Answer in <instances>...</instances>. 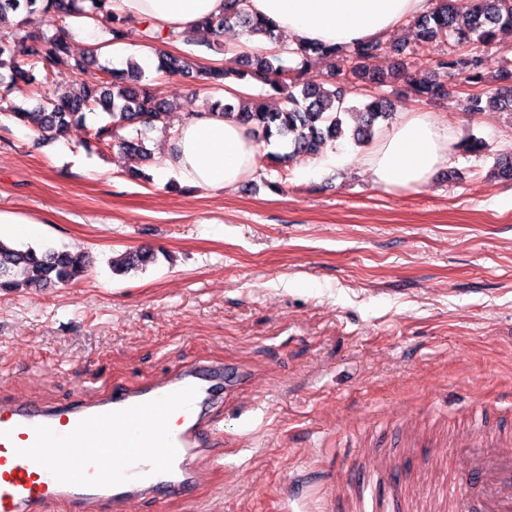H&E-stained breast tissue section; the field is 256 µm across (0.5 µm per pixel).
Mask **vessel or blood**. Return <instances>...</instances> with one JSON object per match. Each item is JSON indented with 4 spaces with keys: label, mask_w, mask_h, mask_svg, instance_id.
Instances as JSON below:
<instances>
[{
    "label": "vessel or blood",
    "mask_w": 512,
    "mask_h": 512,
    "mask_svg": "<svg viewBox=\"0 0 512 512\" xmlns=\"http://www.w3.org/2000/svg\"><path fill=\"white\" fill-rule=\"evenodd\" d=\"M224 400V371L198 361L163 381L113 383L96 400L61 408L31 400L0 405V512H125L133 500H198L193 457L212 450V417ZM398 457L420 448L463 451L456 476L432 467L424 504L392 463L347 474L336 484L355 512H512V429L488 408L460 411L445 430L403 425Z\"/></svg>",
    "instance_id": "1"
}]
</instances>
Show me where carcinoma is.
Returning a JSON list of instances; mask_svg holds the SVG:
<instances>
[{
    "instance_id": "carcinoma-1",
    "label": "carcinoma",
    "mask_w": 512,
    "mask_h": 512,
    "mask_svg": "<svg viewBox=\"0 0 512 512\" xmlns=\"http://www.w3.org/2000/svg\"><path fill=\"white\" fill-rule=\"evenodd\" d=\"M109 0H0V116L28 127L49 140L67 136L70 127L85 124L87 112L99 107L108 122L92 130V138L118 150L130 161L133 176L149 179L140 167L152 162L144 133L158 127L169 131L175 127L176 108L168 100L140 85V67L112 70L101 79L91 71L96 56L74 58L70 38L65 34L48 37L35 30L34 16L54 11L64 17L84 15L109 25L113 38L124 34L127 18L107 9ZM19 17L14 27L6 30L4 19L8 14ZM417 30L418 44L446 43L453 38L457 43L469 42L471 36L485 46L512 42V0H473L472 7L460 10L456 0H428L427 10L412 19ZM238 25L247 34L275 38V29L267 20L249 11L248 0H224V14L201 21L199 30L210 35L204 43L209 50L221 49L220 37L224 30ZM26 45V58L15 54V47ZM288 53L308 63L314 57L336 61L326 78V85L306 84L302 87H284V69L278 56L256 54L237 59L240 68L233 75L243 80L251 77L267 85L276 93L284 94V106L275 111L257 101L235 107L221 106L222 115L234 116L246 126L255 139L266 144L273 142L288 146L284 153L267 154L280 165L320 154L328 144L344 136L347 120L355 121L352 137L357 142L368 140L375 124L393 118L391 103L381 95L366 105L363 112H352L344 106L351 92L352 81L358 80L375 88L387 83L388 77L405 80L418 95L429 99L448 94V85L434 81L416 82L407 70L404 49L381 38L352 46L299 44ZM388 54L398 56L391 75L379 69L376 62ZM485 58L473 55L468 59L434 60V67L445 69L449 80L457 78L478 85L482 82ZM65 69L81 75L80 89L40 100L33 108L9 99L14 92L38 81L54 83ZM157 71L169 74H190L197 81L219 88L224 85L228 71L213 67L196 70L185 57L158 53ZM151 252L130 250L112 260V270L118 274L139 270L152 262ZM88 252L79 250L39 251L33 247L20 248L0 240V291L48 286L69 287L86 275Z\"/></svg>"
}]
</instances>
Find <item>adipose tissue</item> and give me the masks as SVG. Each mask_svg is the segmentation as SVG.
<instances>
[{"mask_svg": "<svg viewBox=\"0 0 512 512\" xmlns=\"http://www.w3.org/2000/svg\"><path fill=\"white\" fill-rule=\"evenodd\" d=\"M251 11L269 19L292 41L349 45L386 35L422 12L425 0H249ZM114 14L157 29L192 31L206 16L224 11V0H111ZM446 125L422 112L400 119L378 138L367 165L385 190L430 183L448 159ZM258 145L235 118L204 109L178 125L159 176L175 171L192 187L226 190L249 178L258 165Z\"/></svg>", "mask_w": 512, "mask_h": 512, "instance_id": "ef3b65f1", "label": "adipose tissue"}]
</instances>
